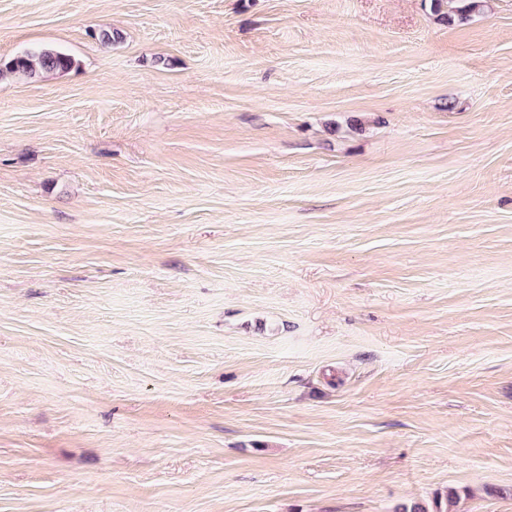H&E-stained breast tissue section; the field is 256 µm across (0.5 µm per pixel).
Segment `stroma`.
I'll use <instances>...</instances> for the list:
<instances>
[{
    "mask_svg": "<svg viewBox=\"0 0 512 512\" xmlns=\"http://www.w3.org/2000/svg\"><path fill=\"white\" fill-rule=\"evenodd\" d=\"M40 46L0 512H512V0H0ZM456 2L457 0H432L431 8L441 16V20L450 23L455 17L463 19L482 6L480 0H467V3L462 6H456ZM74 59L53 47H38L27 51L7 63L0 64V75L5 73L34 75L63 73L73 68ZM457 499L455 493L446 494L444 499L437 494L430 505L422 501L403 502L396 506L394 512H450Z\"/></svg>",
    "mask_w": 512,
    "mask_h": 512,
    "instance_id": "stroma-1",
    "label": "stroma"
}]
</instances>
